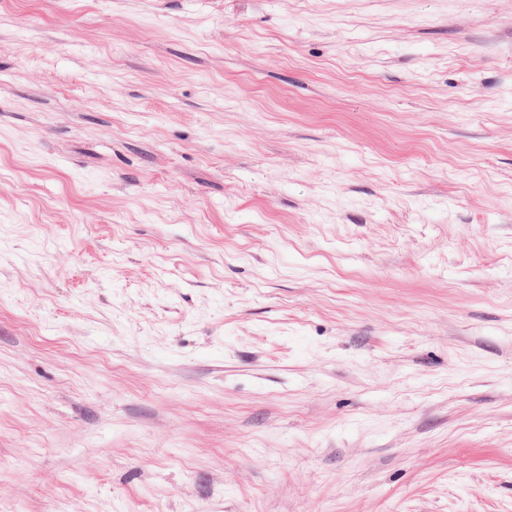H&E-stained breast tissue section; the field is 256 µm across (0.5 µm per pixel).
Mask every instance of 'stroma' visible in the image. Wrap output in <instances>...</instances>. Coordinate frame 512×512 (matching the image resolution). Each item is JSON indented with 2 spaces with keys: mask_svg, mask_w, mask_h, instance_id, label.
Wrapping results in <instances>:
<instances>
[{
  "mask_svg": "<svg viewBox=\"0 0 512 512\" xmlns=\"http://www.w3.org/2000/svg\"><path fill=\"white\" fill-rule=\"evenodd\" d=\"M0 512H512V0H0Z\"/></svg>",
  "mask_w": 512,
  "mask_h": 512,
  "instance_id": "1",
  "label": "stroma"
}]
</instances>
